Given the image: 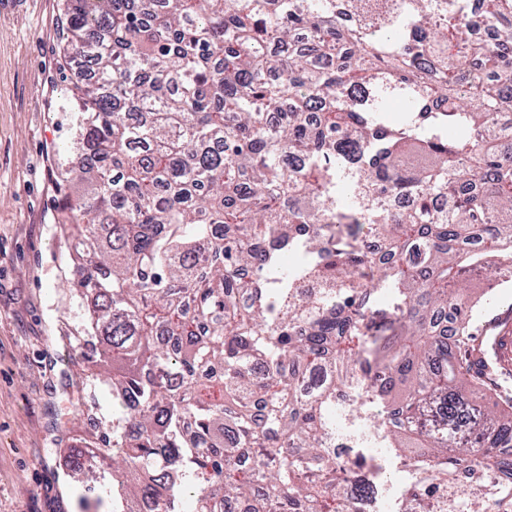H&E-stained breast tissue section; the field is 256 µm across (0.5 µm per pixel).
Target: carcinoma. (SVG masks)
Masks as SVG:
<instances>
[{"label": "carcinoma", "instance_id": "obj_1", "mask_svg": "<svg viewBox=\"0 0 512 512\" xmlns=\"http://www.w3.org/2000/svg\"><path fill=\"white\" fill-rule=\"evenodd\" d=\"M482 2L492 44L472 0H65L72 288L112 386L76 467L112 460L117 512H358L383 469L329 444L359 383L399 512H512V395L468 360L466 272L512 270V0Z\"/></svg>", "mask_w": 512, "mask_h": 512}]
</instances>
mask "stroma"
I'll use <instances>...</instances> for the list:
<instances>
[{
	"label": "stroma",
	"instance_id": "obj_1",
	"mask_svg": "<svg viewBox=\"0 0 512 512\" xmlns=\"http://www.w3.org/2000/svg\"><path fill=\"white\" fill-rule=\"evenodd\" d=\"M62 0H0V512H82L67 454L105 433L112 388L85 359L63 219L84 192L61 177L87 59L59 40Z\"/></svg>",
	"mask_w": 512,
	"mask_h": 512
}]
</instances>
